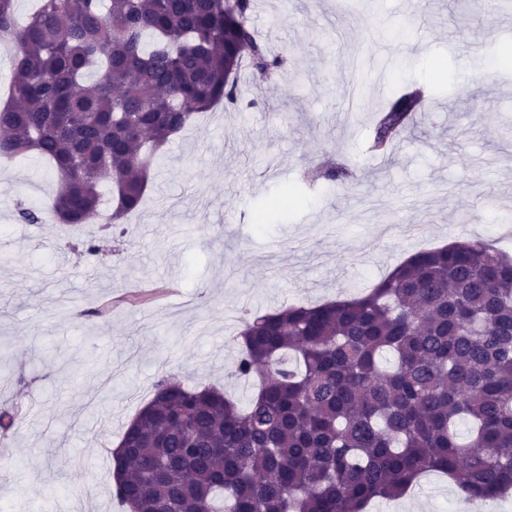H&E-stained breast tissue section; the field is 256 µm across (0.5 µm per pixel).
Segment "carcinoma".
Here are the masks:
<instances>
[{"label":"carcinoma","mask_w":512,"mask_h":512,"mask_svg":"<svg viewBox=\"0 0 512 512\" xmlns=\"http://www.w3.org/2000/svg\"><path fill=\"white\" fill-rule=\"evenodd\" d=\"M255 0H40L0 104V157L35 153L60 184L52 221L77 228L109 188L137 210L157 151L219 103L235 75L285 63L247 19ZM94 71L98 79L86 84ZM421 100L387 102L369 150L388 151ZM324 163L310 184L349 179ZM240 408L214 388L157 382L112 452L126 512H365L424 473L470 499L512 492V257L483 241L421 250L371 292L243 320ZM467 425L465 438L457 424Z\"/></svg>","instance_id":"1"}]
</instances>
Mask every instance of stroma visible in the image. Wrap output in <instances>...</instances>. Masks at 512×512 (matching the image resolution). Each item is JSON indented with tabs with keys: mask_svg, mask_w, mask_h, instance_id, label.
Returning a JSON list of instances; mask_svg holds the SVG:
<instances>
[{
	"mask_svg": "<svg viewBox=\"0 0 512 512\" xmlns=\"http://www.w3.org/2000/svg\"><path fill=\"white\" fill-rule=\"evenodd\" d=\"M335 3L256 11L284 69L241 71L240 108L213 109L159 150L127 234L17 222L58 179L33 154L0 161V410L18 411L0 437V512H119L111 451L160 379L242 407L255 394L230 374L246 312L359 297L409 254L512 229V63L489 84L463 78L512 43V13L379 0L367 26ZM412 84L431 90L425 114L390 154L371 153L380 107ZM326 156L351 178L309 185ZM290 189L291 214L254 222ZM170 281L162 301L91 315ZM412 492L368 512H512V495L468 499L439 473Z\"/></svg>",
	"mask_w": 512,
	"mask_h": 512,
	"instance_id": "35a3bbf8",
	"label": "stroma"
}]
</instances>
